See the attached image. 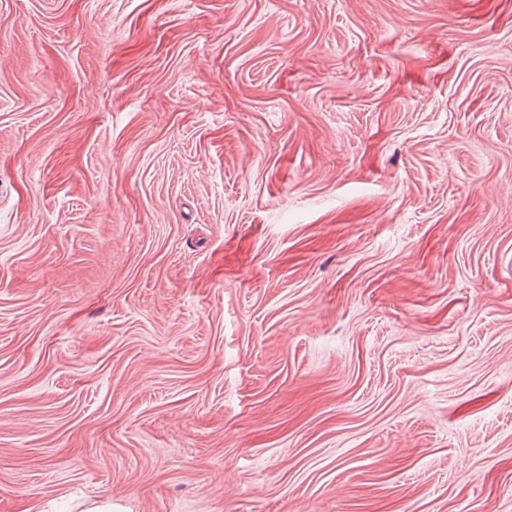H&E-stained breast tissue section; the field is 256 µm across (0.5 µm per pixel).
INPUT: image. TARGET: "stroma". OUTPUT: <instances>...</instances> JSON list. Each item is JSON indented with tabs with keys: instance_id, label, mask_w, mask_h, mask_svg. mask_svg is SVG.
<instances>
[{
	"instance_id": "stroma-1",
	"label": "stroma",
	"mask_w": 512,
	"mask_h": 512,
	"mask_svg": "<svg viewBox=\"0 0 512 512\" xmlns=\"http://www.w3.org/2000/svg\"><path fill=\"white\" fill-rule=\"evenodd\" d=\"M512 512V0H0V512Z\"/></svg>"
}]
</instances>
